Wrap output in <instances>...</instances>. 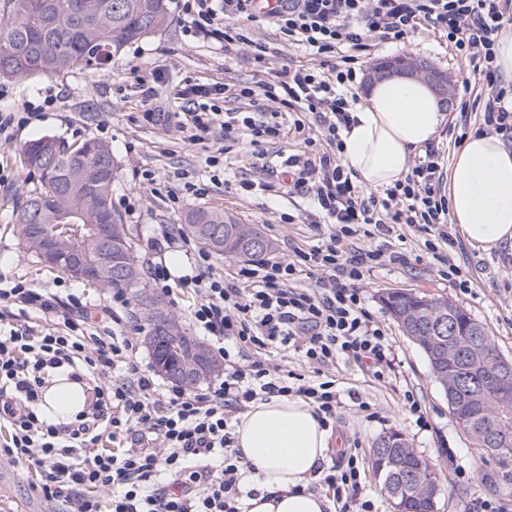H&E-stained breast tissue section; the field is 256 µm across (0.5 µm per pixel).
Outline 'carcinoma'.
I'll use <instances>...</instances> for the list:
<instances>
[{
	"mask_svg": "<svg viewBox=\"0 0 512 512\" xmlns=\"http://www.w3.org/2000/svg\"><path fill=\"white\" fill-rule=\"evenodd\" d=\"M172 0H0V77L25 80L45 72H72L104 67L121 55L131 43L156 33L171 21ZM21 162L38 176L39 186L23 197L12 215L13 232L23 251L35 258V242L29 240L28 225L38 224L42 230L59 238L64 250H78L86 245L82 225L109 223L116 227L117 237L124 243L135 276L112 279V289L130 292L141 305L146 336L157 337L151 351L154 369L172 368L190 358V345L201 340L180 325L179 338L166 336L164 322L144 305L151 298L136 259V244L112 208V183L117 178L118 164L112 147L95 137L77 145H69L45 135L28 142L21 149ZM218 224L222 247H213L194 225ZM245 225L220 211L196 209L189 212L182 225L210 253L218 257L242 255L247 238ZM402 334L410 336L417 328L422 337L415 342L434 370L432 354L439 345L460 348L465 357L455 360L458 372L448 377L454 385V396L466 397L473 411L461 430L481 450L492 456H512V388L484 390L468 388L459 382L462 372L481 358L478 348L471 346L472 327L481 328L483 341L493 346L486 328L471 314L446 297L426 298L413 292H394L383 298ZM454 317L456 331H446L448 318ZM494 421L501 439L490 448L483 437L488 421ZM374 471L386 495L402 490L405 512H437V497L415 494L414 483L426 477V459L404 441L402 448H371Z\"/></svg>",
	"mask_w": 512,
	"mask_h": 512,
	"instance_id": "1",
	"label": "carcinoma"
}]
</instances>
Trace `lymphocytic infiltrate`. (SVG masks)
I'll return each instance as SVG.
<instances>
[{
  "label": "lymphocytic infiltrate",
  "instance_id": "f902f5d3",
  "mask_svg": "<svg viewBox=\"0 0 512 512\" xmlns=\"http://www.w3.org/2000/svg\"><path fill=\"white\" fill-rule=\"evenodd\" d=\"M178 14L192 36L230 45L247 43L239 18L273 24L289 42L319 57V64L282 69L232 92L252 112H220L206 102L213 93L185 85L194 101L179 132L199 141L214 130L254 152L293 135L303 151L288 155L289 192L312 196L319 223L331 225L316 245L292 259L241 266L230 278L215 276L206 253L183 287L197 294L193 323L224 359V376L203 394L160 390L134 357L129 337L88 332L86 322L60 313L55 293L17 282L0 286V306H32L61 321V329L0 330V455L35 467L46 497L69 512H243L241 481L248 463L235 448L233 414L270 395L300 396L320 421L332 424L341 405L329 374L351 360L376 377L396 367L391 338L366 306L363 284L397 255L361 246L403 224L423 234L427 254L449 283L468 287V267L450 259L456 240L448 230V198L442 191L444 154L429 147L414 157L393 185L365 189L342 162V132L359 96L362 59L384 41H402L428 29L445 38L479 85L482 109L450 125L454 145L471 127L512 140V85L503 86L494 64L495 44L512 28V0H279L257 11L254 0H178ZM312 122H305V115ZM312 279L299 287L300 278ZM293 351L316 371L315 379L292 370L243 361L247 351L273 345ZM66 366L90 387L91 402L75 422L56 425L38 410L48 370ZM120 450L102 447V440ZM340 512H373L361 497V460L354 448L323 478Z\"/></svg>",
  "mask_w": 512,
  "mask_h": 512
}]
</instances>
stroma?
I'll list each match as a JSON object with an SVG mask.
<instances>
[{
    "label": "stroma",
    "mask_w": 512,
    "mask_h": 512,
    "mask_svg": "<svg viewBox=\"0 0 512 512\" xmlns=\"http://www.w3.org/2000/svg\"><path fill=\"white\" fill-rule=\"evenodd\" d=\"M250 45H232L194 39L186 35L180 19L166 28L131 43L104 69L72 73L38 74L25 81L0 77V112H22L39 108L40 115L12 136L0 139V276L50 288L60 299L79 294L89 314L88 324L103 333L100 311L110 305L111 294L93 283L44 268L36 258L24 254L12 233V214L24 192L38 185L36 176L19 159L30 140L52 135L77 144L89 137L108 142L117 158L119 176L112 186V206L121 215L136 242L140 267L152 263L180 261L171 273L168 291L154 289L168 309L191 325L190 310L195 297L181 288L184 275L195 269V251L180 246L154 249L163 233L177 234L187 212L197 208L221 209L240 223L258 227L273 243L274 257H292L295 250L309 249L317 231L310 224L283 222L285 214H313L307 195L288 193L284 155L298 152L299 141L283 139L266 145L263 155L236 145L222 152V132L192 142L177 129L178 113L188 111V101L176 95L185 84L251 86L260 75L253 64L252 48L267 47L266 64L279 70L288 64H310L314 58L289 43L274 26H247ZM410 55L448 73L451 89H462L472 81L466 64L451 55L445 39L422 32L405 42L387 41L376 46L371 60ZM156 114L153 122L142 118L145 110ZM263 179L264 189L244 191L240 182ZM449 232L459 238L458 255L472 273L470 288L462 290L442 277L430 258L424 257L423 239L407 226L377 238L385 252L406 256V264H391L374 271L364 284L366 305L391 334L400 360L394 377L375 379L351 361L332 367L342 392L359 393L377 416L366 419L351 401L338 410L332 431V449L355 448L368 455L375 440L397 429L411 446L430 461L439 476V512H482L483 500L497 499L512 507V457H491L455 423L448 403L429 373L422 355L403 336L379 300L393 290L412 291L428 297L444 296L466 309L484 325L500 352L512 358V247L485 253L461 240L457 224ZM413 391L421 399L427 428H418L403 408V394ZM465 477H458V469ZM31 464L0 457V512H62L63 504L45 499L35 489Z\"/></svg>",
    "instance_id": "stroma-1"
}]
</instances>
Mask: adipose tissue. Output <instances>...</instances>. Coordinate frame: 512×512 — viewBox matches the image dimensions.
Wrapping results in <instances>:
<instances>
[{
    "label": "adipose tissue",
    "mask_w": 512,
    "mask_h": 512,
    "mask_svg": "<svg viewBox=\"0 0 512 512\" xmlns=\"http://www.w3.org/2000/svg\"><path fill=\"white\" fill-rule=\"evenodd\" d=\"M343 132V162L364 187L403 179L412 152L433 141L446 121L426 84L400 78L369 86ZM451 216L463 237L490 253L512 244V146L495 134L474 132L455 152L448 175ZM83 384L56 369L43 394L41 414L67 424L85 409ZM237 448L253 469L256 486L246 512H330L331 502L308 481L327 460L330 430L297 396L253 402L235 429Z\"/></svg>",
    "instance_id": "obj_1"
}]
</instances>
